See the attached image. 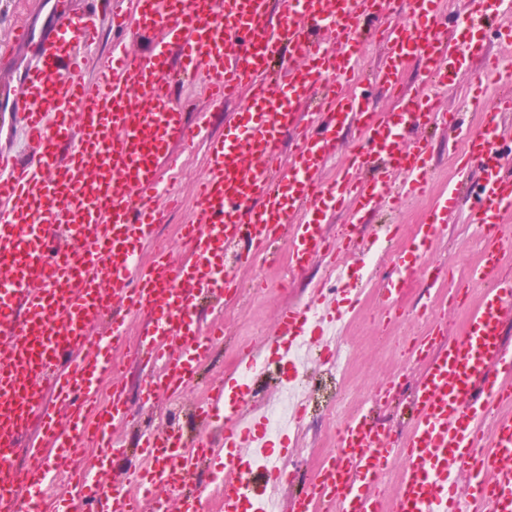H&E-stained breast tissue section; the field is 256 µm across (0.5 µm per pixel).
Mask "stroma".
<instances>
[{"instance_id":"obj_1","label":"stroma","mask_w":512,"mask_h":512,"mask_svg":"<svg viewBox=\"0 0 512 512\" xmlns=\"http://www.w3.org/2000/svg\"><path fill=\"white\" fill-rule=\"evenodd\" d=\"M477 68L456 76L442 90L437 103L444 110L466 111L469 101L476 96L492 98L507 93V86L485 84L478 78ZM434 169L431 175L427 195L418 197L416 202L404 210L398 222L397 235L392 242L394 250L406 251L410 241L422 232L431 221V200L458 176L457 164L448 144L446 134L438 132L430 139ZM477 232L476 225L467 223L464 217L450 218L438 237V253L448 260V268L455 281H463L467 268L478 259L471 243ZM238 277L243 283L262 278L266 289L254 293L248 304L242 305L226 299L220 302L204 301L202 304V323L211 319H223L231 335L230 343L215 342L212 355L197 376L195 384L187 388L179 400L180 421L189 422V414L195 405L201 404L207 396L211 381L225 378H240L245 374L243 367L235 361V350L258 343L274 326L280 310L289 304L308 301L311 291L328 278L325 266L312 263L303 270H295L288 256H281L278 263L267 264L255 260L240 266ZM426 297L419 279L413 278L400 284L398 302L407 312L404 322L385 330L379 326L378 312L373 299H365L358 312L346 316L347 329L343 341L351 352L350 371L345 382V391L352 407L369 405L376 383L387 379L400 378L405 388H412L420 375L419 368L404 366L395 341L405 336H417L424 330L418 312ZM140 343L139 321H129L126 336L111 353L112 359L121 367L120 373L127 379L130 396H137L138 385L145 376V369L134 356ZM308 379L312 386L311 416L317 423L307 435L308 442L301 464V479L289 486V493H298L302 479L313 475L321 464L324 453L333 446L328 425L319 421L322 410V393L319 389L324 379L319 363L308 367ZM79 476L76 479L52 482L45 499L46 512H53L58 503L74 505L84 503L85 481L91 480L99 471V455L92 444H85L76 461Z\"/></svg>"}]
</instances>
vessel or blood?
I'll use <instances>...</instances> for the list:
<instances>
[{"instance_id": "1", "label": "vessel or blood", "mask_w": 512, "mask_h": 512, "mask_svg": "<svg viewBox=\"0 0 512 512\" xmlns=\"http://www.w3.org/2000/svg\"><path fill=\"white\" fill-rule=\"evenodd\" d=\"M386 18L387 51L377 66L362 56L375 25L378 0H35L16 22L0 59L25 48L31 61L0 84V114L21 128L28 148L0 150V512H43L47 473L66 470L84 441L95 442L100 471L87 486L91 512H139L140 492L163 485L181 512H200L202 465L224 459V512H238L263 447L261 402L240 393L225 410L226 383L212 385L199 411L208 438L181 428L145 430L135 457L115 440L117 425L133 421L125 387L97 405L98 381L112 370L109 340L123 334L118 314L142 319L138 359L149 372L143 404L173 401L193 382L223 323L200 333L203 299L240 298L236 267L261 257L276 262L280 243L304 267L318 260L338 266L341 254L361 251L363 224L380 209L396 212L425 193L430 128L464 141L461 170L478 168L477 182L455 184L432 204L433 222L399 271L446 281V263L433 259L449 216L476 224L484 248L466 283L440 291L424 309L426 332L406 347L423 366L411 391L413 424L396 433L368 413L355 412L336 431V446L315 476L291 499L288 512H512V348L503 325L512 313V281L500 274L512 254V174L501 155L512 128V97L480 104L477 129L460 128L438 110L434 96L473 60L485 75L512 81V69L492 57L483 39L451 50L438 0H394ZM112 22V38L94 83L80 72L98 39L96 21ZM495 24L512 41V18L494 0H473L462 28ZM410 57L423 60L428 80L402 94L398 112L375 111L365 95L337 94L350 81L364 90L397 87ZM204 81L213 107L237 104L224 136L210 131V115L184 120L179 84ZM207 148L192 214L181 227L191 254L182 274L155 245V231L182 200L172 144ZM294 147L288 178L274 177L283 145ZM337 162L333 179L324 171ZM168 172L162 182L160 172ZM347 213L350 229L327 234L332 214ZM155 246L150 265L138 255ZM399 282L377 291L381 318L397 322ZM481 289L471 301L472 286ZM465 305L457 335H447L437 308ZM340 303L317 298L283 309L260 346L238 363L253 367L262 352L287 357L307 325L326 333ZM110 337L93 335L101 319ZM68 410L58 421L55 408ZM51 442L55 458L43 444ZM129 459L130 478L110 480V464ZM400 460L395 486L384 483L389 461Z\"/></svg>"}]
</instances>
